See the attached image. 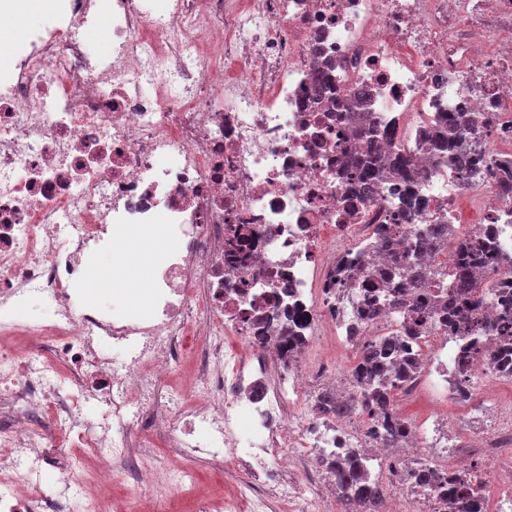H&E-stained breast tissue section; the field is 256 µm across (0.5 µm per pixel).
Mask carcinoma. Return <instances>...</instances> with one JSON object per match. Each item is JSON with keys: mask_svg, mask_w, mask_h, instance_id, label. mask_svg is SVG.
<instances>
[{"mask_svg": "<svg viewBox=\"0 0 512 512\" xmlns=\"http://www.w3.org/2000/svg\"><path fill=\"white\" fill-rule=\"evenodd\" d=\"M352 116L365 126L370 136V148L352 161L351 190L369 198L374 193L376 182L381 179L389 178L400 185L413 182L415 173L406 155L394 151L384 155L380 151L376 121L365 112H354ZM474 126L475 120L469 113L456 112L432 135L439 158L448 160V164L454 166L464 180H475L480 175L476 163L468 161V155L475 154V151L466 147L467 140L475 135ZM447 241L446 224H417L410 237L399 242L385 233L381 235V242L399 275V281L387 289L392 306L399 313L406 314L402 307L420 295L432 301L447 291L467 295L472 293L479 287L478 268L486 274L495 273L504 266L512 268L511 250L502 246L490 247L475 234L463 242L465 255L446 275L436 273L418 262V255L431 253ZM424 329L425 324L420 318L404 326L403 335L383 336L362 345L360 360L355 367V372L361 378L359 389L345 397L323 394L315 401L318 413L349 417L365 413L380 424L382 441L396 443L402 436L401 428L400 424L389 419V414L394 409V391L402 381V372L396 366L395 359L410 343L422 338ZM510 329L512 309L506 307L499 322L483 326L481 332L504 335ZM336 489L350 504L347 512H379L382 489L378 482L371 479L368 471L348 467L336 469Z\"/></svg>", "mask_w": 512, "mask_h": 512, "instance_id": "1", "label": "carcinoma"}]
</instances>
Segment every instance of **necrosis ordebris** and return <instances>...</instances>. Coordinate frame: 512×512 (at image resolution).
<instances>
[{"label":"necrosis or debris","mask_w":512,"mask_h":512,"mask_svg":"<svg viewBox=\"0 0 512 512\" xmlns=\"http://www.w3.org/2000/svg\"><path fill=\"white\" fill-rule=\"evenodd\" d=\"M94 33L109 55L91 53ZM10 54L0 70V512H110L115 482L150 512L155 497L192 485L202 459L248 481L198 512H267L270 492L291 512H327L331 466L357 450L389 462L381 482L397 496L384 512H457L440 489L458 479L480 481L478 512L512 499V467L498 462L512 447V401L484 428L447 425L459 441L449 458L421 421L388 448L352 418L332 417L323 434L318 417L301 416L326 388L356 386L320 355L324 329L351 348L391 332L393 307L358 313L363 291L344 285L387 269L380 225L456 224L450 201L464 196L482 213L476 231L507 241L499 163L512 162V0H111L105 12L61 0ZM319 77L327 92L316 100ZM358 102L413 161L414 218L391 183L369 199L349 190L345 153L368 149L345 118ZM461 110L483 117L491 137L470 182L424 141ZM157 223L170 243L152 271L154 313L81 303L86 260L122 230ZM482 284L483 303L449 301L408 348L413 370L397 398L467 405L512 382L501 337L448 335L447 316L490 325L512 305V270ZM33 298L52 306L51 322L16 316ZM284 328L297 341L275 380ZM186 358L196 361L189 406L169 383ZM143 432L166 436L180 471L160 474L159 458L137 452ZM88 456L106 463L93 480L79 474ZM424 465L429 487L416 482ZM303 466L314 483L296 478ZM47 468L50 484L38 479Z\"/></svg>","instance_id":"1"}]
</instances>
